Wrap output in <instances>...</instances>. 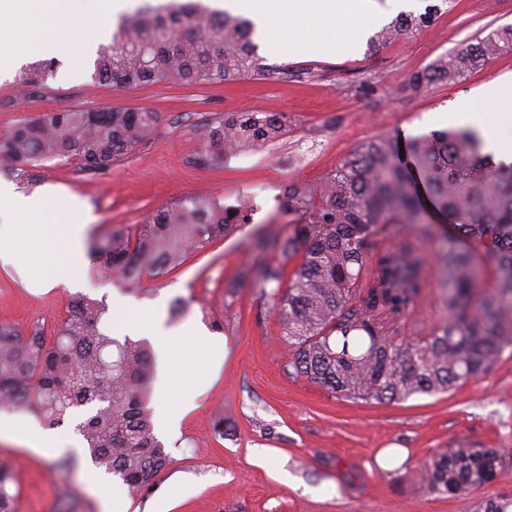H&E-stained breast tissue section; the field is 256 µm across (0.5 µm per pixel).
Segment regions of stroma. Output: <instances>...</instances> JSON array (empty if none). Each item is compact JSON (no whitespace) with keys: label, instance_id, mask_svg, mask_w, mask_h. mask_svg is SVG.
<instances>
[{"label":"stroma","instance_id":"1","mask_svg":"<svg viewBox=\"0 0 512 512\" xmlns=\"http://www.w3.org/2000/svg\"><path fill=\"white\" fill-rule=\"evenodd\" d=\"M438 6L432 26L374 49L346 54L268 52L272 71L262 80L186 85L149 83L118 89L92 79V64L75 52L72 33L56 58L55 78L33 93L18 90L17 72L0 81V131L53 109L147 107L161 115L152 139L95 173L55 159L36 169L24 193L41 188L59 202L80 199L94 221L91 234L135 227L154 211L221 199L232 207L249 195L250 224L188 251L184 263L161 275L129 282L89 267L84 295L111 305L113 294L134 301L140 313L189 300L187 321L209 326L224 319L218 337L224 364L213 387L197 400L178 437L165 441L169 467L146 495L125 493L121 512H477L480 500L512 494V470L476 493L439 497L421 479L425 460L448 446L472 442L512 459V353L487 374L449 392L377 404L329 395L284 370L288 347L280 323L257 284L236 280L255 238L283 233L287 218L278 198L292 183L318 182L356 147L384 134L407 140L436 132L434 113L512 77V51L453 83L416 91L409 78L439 57L474 43L486 27L512 25V0H417L416 12ZM227 112H282L288 132L276 145L225 157L218 169L193 165L203 129ZM413 237L435 261L452 231L426 207ZM237 281V280H236ZM75 294L64 288L33 291L0 269V323L54 330ZM444 318L438 286H431L400 328L404 337L428 335ZM223 419L224 432L212 431ZM18 480L17 512H101L91 485L96 473L74 456L70 472L56 457L0 440Z\"/></svg>","mask_w":512,"mask_h":512}]
</instances>
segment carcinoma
Masks as SVG:
<instances>
[{"mask_svg": "<svg viewBox=\"0 0 512 512\" xmlns=\"http://www.w3.org/2000/svg\"><path fill=\"white\" fill-rule=\"evenodd\" d=\"M434 16L432 10L405 14L371 42L379 47L419 31ZM253 32V22L194 0L147 5L121 22L112 44L98 48L92 78L120 88L263 79L271 70ZM510 47L511 26L492 30L413 74L410 83L421 90L456 81ZM56 70L54 62L34 63L17 84L39 88ZM160 120L157 112L131 107L44 112L0 134V174L24 178L35 163L56 158L105 173L150 140ZM287 131L280 112H226L206 125L193 164L219 166L225 154L262 148ZM405 150L466 247L450 241L437 268L426 262L409 236L423 215L414 176L400 145L381 136L361 144L317 185L288 186L281 200L288 234L255 238L238 280L229 284H259L288 346L286 372L334 397L390 403L446 392L488 372L512 349V163L494 162L469 127L411 140ZM250 214L246 202L227 209L196 200L157 210L132 230L114 226L89 249L99 268L134 282L146 270L175 267L188 251L250 223ZM480 257L492 266L494 284L477 298L485 275ZM434 279L445 319L427 336L397 339L399 324ZM105 314V307L81 298L51 337L39 324L24 331L1 323L0 405L52 428L90 408L76 430L92 464L141 494L170 464L145 396L154 354L144 339L113 337ZM511 467L497 449L472 443L431 456L423 479L432 494L466 495ZM16 485L12 467L0 459V512H16ZM482 512H512V496L486 500Z\"/></svg>", "mask_w": 512, "mask_h": 512, "instance_id": "carcinoma-1", "label": "carcinoma"}]
</instances>
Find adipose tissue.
I'll return each mask as SVG.
<instances>
[{
    "label": "adipose tissue",
    "mask_w": 512,
    "mask_h": 512,
    "mask_svg": "<svg viewBox=\"0 0 512 512\" xmlns=\"http://www.w3.org/2000/svg\"><path fill=\"white\" fill-rule=\"evenodd\" d=\"M82 2L84 31L78 49L83 52L102 42L100 21L117 15L124 3L123 0ZM246 7L273 43L292 50L305 45L339 53L353 50L367 29L384 24L391 12L390 6L381 5L379 0H247ZM37 17L41 18L44 29L39 52L45 55L55 48L60 31L71 20L70 0H0V48H11L13 32L28 27ZM455 110L479 115L485 152L512 161V141H502L494 134L500 126L512 125V78L488 83L479 96L461 98ZM0 212L13 218L12 223L0 225L1 266L14 268L30 288L84 286L82 271L88 263L84 241L92 224L90 215H83L78 221L64 214L56 215L52 192L26 196L6 183L0 184ZM112 307L118 317V329L135 330L148 337L154 346L157 372L153 399L169 404L161 427L176 432L183 419L195 409L196 397L207 392L216 379L223 352L210 336L194 326L171 329L159 315H136L133 303L125 297H116ZM208 350L213 351V358L203 359V352ZM180 371L195 377L193 397H183L176 381ZM2 438L21 442L38 453L49 451L61 455L82 449L79 439L52 440L36 422L1 411Z\"/></svg>",
    "instance_id": "obj_1"
}]
</instances>
